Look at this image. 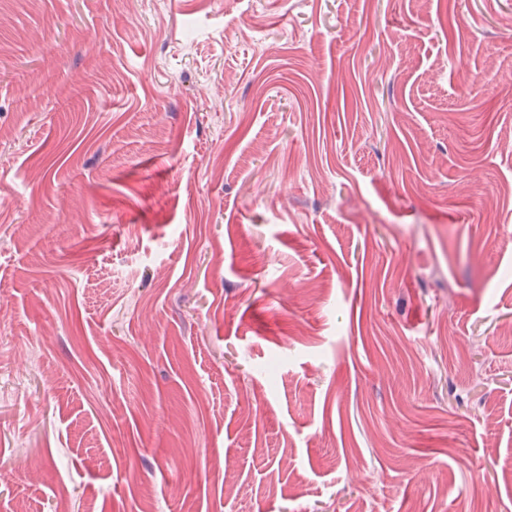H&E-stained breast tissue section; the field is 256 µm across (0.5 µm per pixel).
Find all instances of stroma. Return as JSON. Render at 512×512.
Here are the masks:
<instances>
[{
	"label": "stroma",
	"instance_id": "35a3bbf8",
	"mask_svg": "<svg viewBox=\"0 0 512 512\" xmlns=\"http://www.w3.org/2000/svg\"><path fill=\"white\" fill-rule=\"evenodd\" d=\"M61 487L512 512V0H0V512Z\"/></svg>",
	"mask_w": 512,
	"mask_h": 512
}]
</instances>
